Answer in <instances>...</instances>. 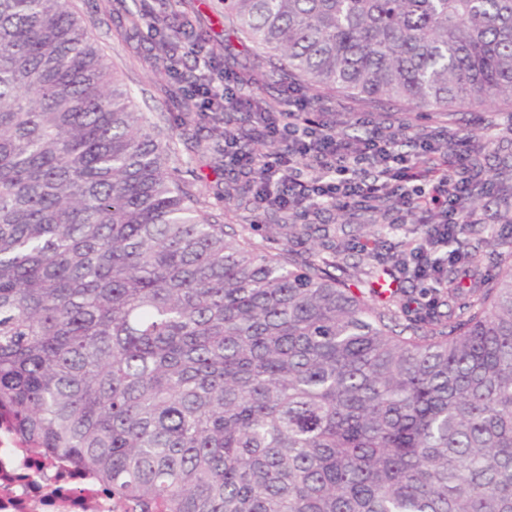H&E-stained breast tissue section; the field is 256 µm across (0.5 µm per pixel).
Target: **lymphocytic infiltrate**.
Returning <instances> with one entry per match:
<instances>
[{
	"label": "lymphocytic infiltrate",
	"mask_w": 512,
	"mask_h": 512,
	"mask_svg": "<svg viewBox=\"0 0 512 512\" xmlns=\"http://www.w3.org/2000/svg\"><path fill=\"white\" fill-rule=\"evenodd\" d=\"M204 106L239 108L242 100L223 73L211 71L189 85ZM310 97L289 86L276 111L257 112L256 122L267 151L241 146L235 133L224 136V155L238 173L257 186L260 206H277L298 215L326 205L383 210L390 223H404L411 207L435 212L433 236L444 239L452 224L474 218L465 203L480 177L469 154L449 160L438 137L417 134L400 125L352 138L335 127L312 120ZM428 157L431 167L415 160Z\"/></svg>",
	"instance_id": "f902f5d3"
}]
</instances>
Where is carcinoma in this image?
<instances>
[{
    "instance_id": "obj_1",
    "label": "carcinoma",
    "mask_w": 512,
    "mask_h": 512,
    "mask_svg": "<svg viewBox=\"0 0 512 512\" xmlns=\"http://www.w3.org/2000/svg\"><path fill=\"white\" fill-rule=\"evenodd\" d=\"M307 84L512 104V0H222ZM73 0H0V416L120 512H512V265L402 324L188 204ZM271 224L270 234H308Z\"/></svg>"
}]
</instances>
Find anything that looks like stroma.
I'll return each mask as SVG.
<instances>
[{
	"label": "stroma",
	"mask_w": 512,
	"mask_h": 512,
	"mask_svg": "<svg viewBox=\"0 0 512 512\" xmlns=\"http://www.w3.org/2000/svg\"><path fill=\"white\" fill-rule=\"evenodd\" d=\"M75 6L121 83L130 89L139 112L160 129L171 150V164L177 167L182 184L198 207L266 253L286 255L295 261L314 257L339 263L340 277L370 304L398 310L407 283L393 282L385 294L378 293L375 284L386 279V271L394 262L391 244L409 240L411 229L423 220L421 212L412 211L407 223L387 225L377 212L321 206L305 218L310 226L307 236L293 241L283 236L265 237L263 225L279 223V214L257 207L245 178L233 173L225 166L223 155L213 151L211 117L199 100L188 94L185 78L169 74L159 64L161 36L167 33L172 14L198 17L209 59L230 76L239 95L254 103L281 100V82H269L261 89L254 83L270 69L263 50L248 42L225 46L220 0H75ZM304 91L314 101L312 119L333 123L347 136L365 135L358 118L367 115L375 128L384 131L401 124L420 133L449 129L462 141L477 146L482 171L494 184L493 191L482 194L472 207L476 219L486 226L488 237L479 271L489 279L512 263V105L491 102L448 117L403 104L377 106L349 93L310 85ZM380 229L389 242L380 256L357 253V245L373 238Z\"/></svg>",
	"instance_id": "obj_1"
}]
</instances>
